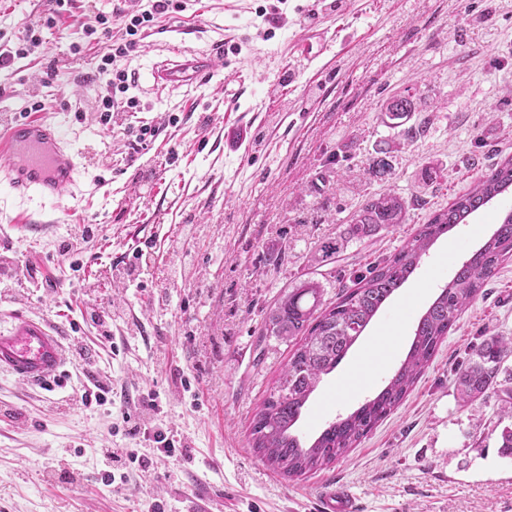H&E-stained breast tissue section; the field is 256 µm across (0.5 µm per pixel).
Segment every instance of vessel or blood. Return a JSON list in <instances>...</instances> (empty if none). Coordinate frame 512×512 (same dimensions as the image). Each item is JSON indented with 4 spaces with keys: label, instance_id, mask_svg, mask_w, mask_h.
I'll list each match as a JSON object with an SVG mask.
<instances>
[{
    "label": "vessel or blood",
    "instance_id": "1",
    "mask_svg": "<svg viewBox=\"0 0 512 512\" xmlns=\"http://www.w3.org/2000/svg\"><path fill=\"white\" fill-rule=\"evenodd\" d=\"M206 51L178 47L172 59L153 67L154 85L179 89L199 83L214 67ZM0 180L16 195L30 194L57 202L69 194L85 169L84 153L63 132L60 123L40 114L0 119ZM66 349L55 326L37 315H11L0 328V372L18 382L42 384L60 375ZM321 512H358L355 496L332 489L320 497Z\"/></svg>",
    "mask_w": 512,
    "mask_h": 512
}]
</instances>
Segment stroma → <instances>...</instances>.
I'll return each instance as SVG.
<instances>
[{
    "instance_id": "stroma-1",
    "label": "stroma",
    "mask_w": 512,
    "mask_h": 512,
    "mask_svg": "<svg viewBox=\"0 0 512 512\" xmlns=\"http://www.w3.org/2000/svg\"><path fill=\"white\" fill-rule=\"evenodd\" d=\"M55 8L54 0H0V53L16 50L33 24L43 40L0 65V111L42 102L86 164L75 197L58 205L0 183V270L14 273L0 282V314L43 316L69 356L48 386L0 373V512H150L157 501L188 512L202 496L209 512H317L318 490L330 483L348 486L359 512H512V462L499 457L493 430L498 401L463 407L453 387L473 346L512 336V259L399 407L342 458L288 478L250 445L254 412L293 350L260 333L281 295L306 274L322 283L325 301L336 300L489 164L512 157V0H189L119 61L131 82L107 127L96 67L123 30L116 24L93 40L74 18L123 14L127 0ZM310 26L325 51L304 65L296 45ZM178 41L218 54L185 95L149 79ZM393 97L413 101L410 121L425 126L423 137L404 139L391 124L381 105ZM144 125L155 134L135 143ZM381 148L392 166L383 178L370 171ZM389 190L421 203L403 224L341 241L319 262L321 244L341 240L351 213ZM500 208L477 211L430 247L306 403L294 427L303 445L383 389L419 317L490 237ZM187 224L196 234L184 235ZM64 239L73 251H60ZM281 250L286 261L269 264ZM132 265L134 281L124 276ZM32 268L38 278L28 277ZM94 312L108 316L109 336ZM79 346L96 351L111 404L82 403ZM150 393L156 429L179 445L174 457L126 433ZM107 448L153 463L131 464L126 483L108 485L100 479Z\"/></svg>"
}]
</instances>
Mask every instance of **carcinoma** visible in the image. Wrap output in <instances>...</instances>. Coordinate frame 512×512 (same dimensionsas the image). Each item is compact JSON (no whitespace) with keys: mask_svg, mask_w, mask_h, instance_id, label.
<instances>
[{"mask_svg":"<svg viewBox=\"0 0 512 512\" xmlns=\"http://www.w3.org/2000/svg\"><path fill=\"white\" fill-rule=\"evenodd\" d=\"M396 126L404 125L411 102L393 98L382 104ZM512 183V158L491 166L448 207L436 211L401 247L383 262L356 278L336 301L325 303L320 281L307 277L288 289L266 316L263 335L297 341V347L256 410L250 443L276 472L300 477L338 459L366 437L397 408L448 336L458 316L477 298L485 282L512 259V213L491 237L463 262L452 281L420 317L405 360L387 385L349 416L330 424L309 447L292 433L302 408L322 376L332 372L373 317L417 269L430 246L476 210V204L497 196ZM410 206L403 196L383 193L370 198L350 218L341 238L364 240L403 223ZM512 336H488L454 374V391L464 406L498 398L496 425L500 454L512 460Z\"/></svg>","mask_w":512,"mask_h":512,"instance_id":"cac0c4a2","label":"carcinoma"}]
</instances>
